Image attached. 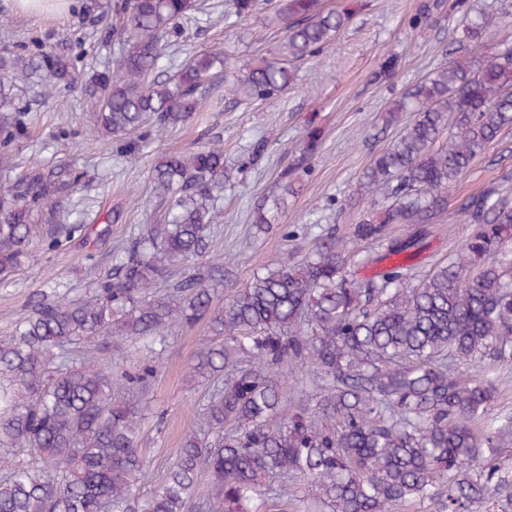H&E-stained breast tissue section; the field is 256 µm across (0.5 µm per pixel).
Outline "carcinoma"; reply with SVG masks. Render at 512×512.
I'll list each match as a JSON object with an SVG mask.
<instances>
[{"label": "carcinoma", "mask_w": 512, "mask_h": 512, "mask_svg": "<svg viewBox=\"0 0 512 512\" xmlns=\"http://www.w3.org/2000/svg\"><path fill=\"white\" fill-rule=\"evenodd\" d=\"M444 5L423 0L412 26L429 27ZM115 8L121 49L85 87L97 103L89 134L131 154L142 129L161 136L194 118L224 58L192 55L163 79L169 36L194 19L199 0H115ZM351 15L324 0H279L277 52L236 76L230 91L244 100L288 91L293 63L317 56ZM498 34L497 17L466 15L448 61L388 104L383 125L397 132L360 178L376 192L371 205H383L379 219L348 237L328 225L300 259L258 265L222 304L214 271L224 262L211 261L209 247L220 218L215 193L233 180L224 147L160 155L146 187L167 203L160 222L124 241L113 269L90 272L86 295L44 293L0 337V512H277L298 485L329 512H391L426 499L439 512H472L492 493L512 505V479L474 465L497 454L512 418L489 416L497 388L468 374L475 363L512 361V200L496 185L467 198L460 210L470 233L460 249L421 277L408 263L427 226L448 212V189L512 128V46L487 62L476 56ZM33 72L47 90L69 82L49 45ZM29 78L0 77V164L12 170L8 146L26 130L15 89ZM445 132L448 146H436ZM321 143L309 124L299 158L277 175L272 208ZM79 180L27 169L0 189L1 281L34 242L53 251L63 237L87 235L84 224L57 223L60 198ZM391 224L405 234L388 237ZM365 244L392 264L357 282L349 269L371 261ZM190 260L198 265L176 278ZM200 322L211 340L194 354L187 384L207 396L166 478L145 494V414L131 395L146 390L156 366L125 373L115 389L111 370L75 351L114 339L153 351L169 329ZM286 366L313 390H288ZM16 448L30 459L14 460ZM203 479L210 496L199 506Z\"/></svg>", "instance_id": "carcinoma-1"}]
</instances>
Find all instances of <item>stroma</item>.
<instances>
[{
    "label": "stroma",
    "instance_id": "stroma-1",
    "mask_svg": "<svg viewBox=\"0 0 512 512\" xmlns=\"http://www.w3.org/2000/svg\"><path fill=\"white\" fill-rule=\"evenodd\" d=\"M210 2L211 10L196 14L173 39L169 68H176L188 51L220 49L229 67L240 68L276 50L281 33L272 20L274 0H258L256 12L242 20L230 13L229 0ZM418 3L327 0L328 7L352 9L353 17L319 56L297 63L288 93L270 101H242L229 93L223 80H215L190 125L160 140L144 137L139 152L124 154L115 141L87 139L92 106L83 93L93 72L118 54V43L106 28L115 18L114 0H69L63 15H31L15 8L12 0H0V19H9L13 31L9 40L0 39V76L13 75L15 59L34 56L40 42L55 45L71 71L70 88L50 99L43 96L39 79L21 83L16 104L28 113L30 124L12 153L46 173L64 167L80 173L75 190L62 201L64 211L90 219L111 212L119 216L106 240L67 239L57 251L24 260L9 280L0 282V336L10 335L30 314L34 295L49 290L53 282H68L75 295L88 292V270H110L116 247L157 222L164 209L145 187L154 161L164 152L189 151L214 140L224 145V160L234 168L235 178L218 201L224 219L212 250L234 256L224 277L229 290L244 287L258 261H292L304 255L313 243L309 225L333 224L347 236L355 224L376 216L371 192L359 190V177L372 153L391 139L382 130L387 104L447 60L469 6L491 14L501 6L500 0H447L432 27L415 31L409 21ZM390 53L399 58L397 72L389 80H377L375 73ZM311 118L324 132L322 149L301 174L298 194L288 196L269 230L255 232L250 214L271 194L279 170L293 160ZM258 143L264 146V157L253 165L248 158ZM510 170L512 129L449 190L448 212L415 258L418 273L447 260L468 236L470 225L459 210L463 199ZM206 338L201 324L169 330L167 348L156 360L158 372L143 397L147 419L141 442L154 482L163 480L199 406L201 395L187 387L184 373Z\"/></svg>",
    "mask_w": 512,
    "mask_h": 512
}]
</instances>
